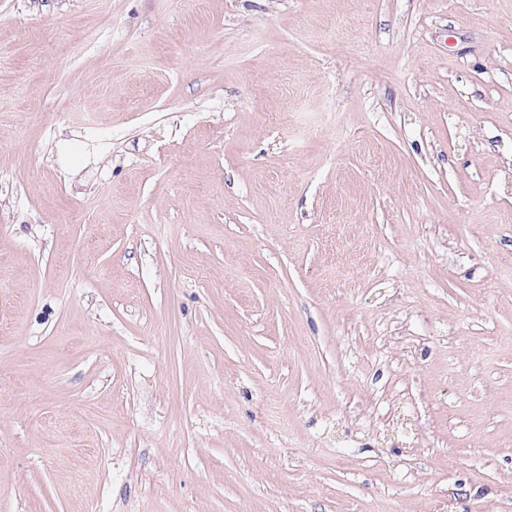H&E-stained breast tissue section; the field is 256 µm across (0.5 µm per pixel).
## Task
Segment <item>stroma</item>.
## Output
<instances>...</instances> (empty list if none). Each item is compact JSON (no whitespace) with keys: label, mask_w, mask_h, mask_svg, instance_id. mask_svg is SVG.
Returning a JSON list of instances; mask_svg holds the SVG:
<instances>
[{"label":"stroma","mask_w":512,"mask_h":512,"mask_svg":"<svg viewBox=\"0 0 512 512\" xmlns=\"http://www.w3.org/2000/svg\"><path fill=\"white\" fill-rule=\"evenodd\" d=\"M0 512H512V0H0Z\"/></svg>","instance_id":"1"}]
</instances>
